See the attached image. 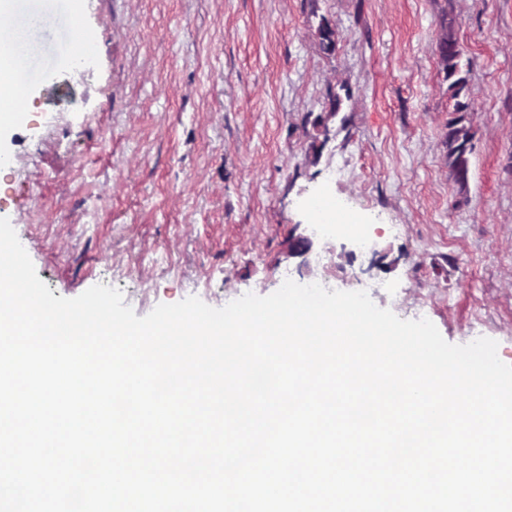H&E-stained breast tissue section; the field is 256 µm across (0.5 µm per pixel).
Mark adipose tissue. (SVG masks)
Listing matches in <instances>:
<instances>
[{"mask_svg": "<svg viewBox=\"0 0 512 512\" xmlns=\"http://www.w3.org/2000/svg\"><path fill=\"white\" fill-rule=\"evenodd\" d=\"M40 10L25 6L24 0H0V19L9 20V41L0 45V128L11 125L18 105L27 99L29 91L16 75L17 61L24 52H31V32Z\"/></svg>", "mask_w": 512, "mask_h": 512, "instance_id": "1", "label": "adipose tissue"}]
</instances>
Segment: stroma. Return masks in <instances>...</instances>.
<instances>
[{
	"label": "stroma",
	"instance_id": "stroma-1",
	"mask_svg": "<svg viewBox=\"0 0 512 512\" xmlns=\"http://www.w3.org/2000/svg\"><path fill=\"white\" fill-rule=\"evenodd\" d=\"M69 2L45 11L35 41L50 65L0 133L14 161L0 218L54 296L109 285L141 317L288 279L377 282L378 307L429 319L452 344L491 338L512 365V0H79L75 14ZM444 12L471 62L463 192L443 146ZM74 17L94 33L85 76L59 50ZM342 84L345 124L310 165L306 128ZM324 195L354 198L365 253L315 233L309 202ZM297 239L309 247L294 255Z\"/></svg>",
	"mask_w": 512,
	"mask_h": 512
}]
</instances>
